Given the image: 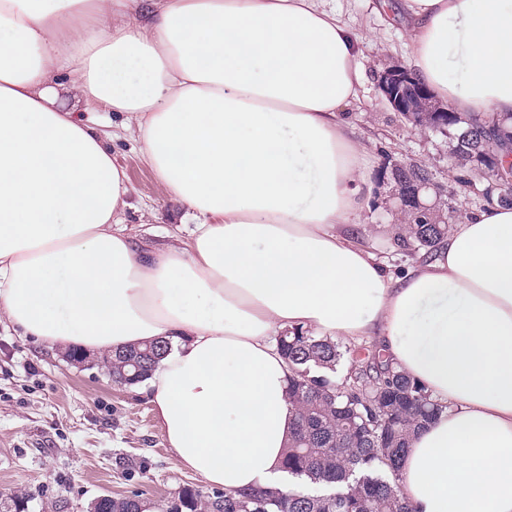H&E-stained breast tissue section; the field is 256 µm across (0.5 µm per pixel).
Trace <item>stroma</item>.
<instances>
[{
    "mask_svg": "<svg viewBox=\"0 0 512 512\" xmlns=\"http://www.w3.org/2000/svg\"><path fill=\"white\" fill-rule=\"evenodd\" d=\"M403 0H328V8L355 30L370 32L361 63L365 83L348 119L367 149L366 178L373 186L361 221L369 246L393 267L409 262L392 246L394 228L416 210L442 223L458 222L483 207L494 184L475 167L452 165L451 135L407 123L384 100L377 75L394 63L409 65L408 19ZM94 127L112 145L132 188L124 214L128 232L148 245L189 233L183 209L160 195L140 146L114 112H96ZM418 164L431 184L403 201L397 168ZM211 492L201 476L184 469L168 448L146 394L115 384L102 361L73 362L59 347L21 335L0 323V512H89L102 495L138 494L148 512H164L184 485Z\"/></svg>",
    "mask_w": 512,
    "mask_h": 512,
    "instance_id": "35a3bbf8",
    "label": "stroma"
}]
</instances>
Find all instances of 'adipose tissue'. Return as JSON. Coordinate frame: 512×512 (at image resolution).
<instances>
[{
	"label": "adipose tissue",
	"instance_id": "adipose-tissue-1",
	"mask_svg": "<svg viewBox=\"0 0 512 512\" xmlns=\"http://www.w3.org/2000/svg\"><path fill=\"white\" fill-rule=\"evenodd\" d=\"M327 0H0V322L99 355L164 339L145 382L180 464L287 489V329L377 341L442 406L415 432L414 512H512V207L403 271L363 240L345 119L365 36ZM414 77L512 117V0H404ZM459 77H448L449 67ZM119 112L188 236L138 244L131 187L82 112Z\"/></svg>",
	"mask_w": 512,
	"mask_h": 512
}]
</instances>
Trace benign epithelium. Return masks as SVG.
<instances>
[{
	"label": "benign epithelium",
	"mask_w": 512,
	"mask_h": 512,
	"mask_svg": "<svg viewBox=\"0 0 512 512\" xmlns=\"http://www.w3.org/2000/svg\"><path fill=\"white\" fill-rule=\"evenodd\" d=\"M379 90L394 111L422 127L435 128L448 121L449 109L415 81L401 64L388 67L377 80Z\"/></svg>",
	"instance_id": "1"
}]
</instances>
